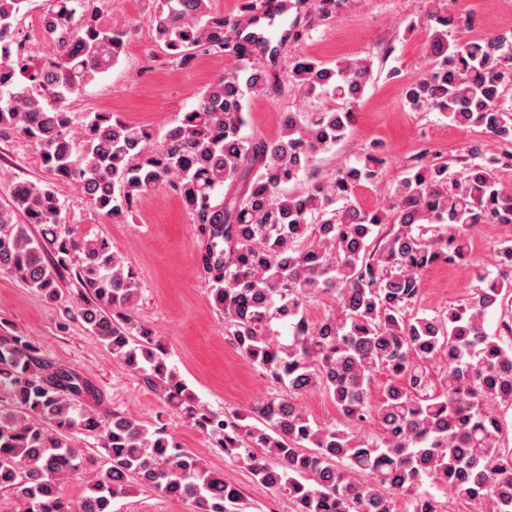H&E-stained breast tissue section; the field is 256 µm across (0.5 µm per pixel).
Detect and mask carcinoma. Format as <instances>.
<instances>
[{"instance_id": "cac0c4a2", "label": "carcinoma", "mask_w": 512, "mask_h": 512, "mask_svg": "<svg viewBox=\"0 0 512 512\" xmlns=\"http://www.w3.org/2000/svg\"><path fill=\"white\" fill-rule=\"evenodd\" d=\"M28 2L0 0V138L27 142L56 182L77 184L93 210L118 223L169 186L198 230L197 260L237 350L275 387H322L342 423L318 425L285 395L224 417L200 405L169 364L165 343L133 315V269L111 241L86 240L68 227L66 202L50 184H10L9 204L0 207V269L52 304L62 301L61 274L74 273L83 303L73 318L160 392L170 411L218 437L224 455L257 483L288 492L298 512H395L402 497L413 499L414 512H437L422 489L427 480L468 512H512V448L498 413L512 407V316L493 333L486 328L487 314L512 294V245L497 252L496 272L477 271L481 287L465 303L435 314L416 309L428 268L470 262L467 229L512 223V190L496 177L502 159L471 145L451 175L447 163L420 158L372 212L355 202L359 186L379 180L371 150L290 193L285 186L345 137L371 60L328 66L292 57L289 85L319 106L281 113L279 135L259 140L243 132L244 112L273 83L255 52L275 56L285 39L242 43L240 21L213 11L211 0H151L155 44L173 61L184 65L199 51L234 59L190 110L156 132L110 112L80 119L69 108L124 54L129 28L105 26L93 12L75 19L81 0H46L45 33L58 51L38 60L17 32ZM429 16L432 68L405 87L406 104L512 144V32L450 41L457 22L440 0ZM322 295L336 309L312 323L306 305ZM275 321L291 330L288 343L274 336ZM436 360L448 366L437 372ZM380 371L390 381L372 405L368 389ZM0 386L14 401L0 408V488L12 491L21 512H112L113 500L135 486L188 501L194 512H245L242 493L166 427L96 412L86 403L96 397L89 378L6 329ZM366 420L381 433L349 431ZM82 433L99 435L109 467L72 502L59 484L90 464L79 449Z\"/></svg>"}]
</instances>
